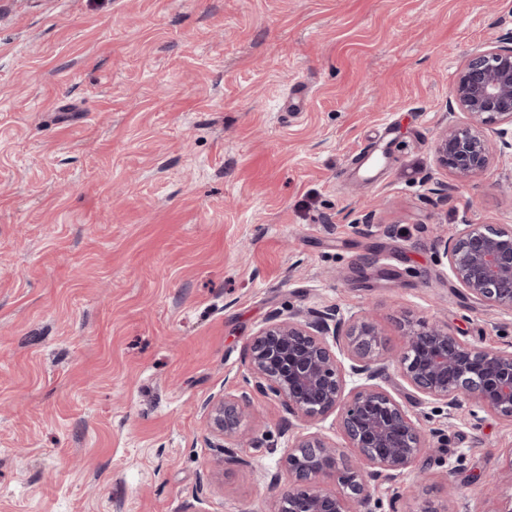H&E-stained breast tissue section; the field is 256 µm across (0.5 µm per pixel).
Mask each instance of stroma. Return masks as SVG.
Segmentation results:
<instances>
[{
	"mask_svg": "<svg viewBox=\"0 0 512 512\" xmlns=\"http://www.w3.org/2000/svg\"><path fill=\"white\" fill-rule=\"evenodd\" d=\"M511 41L512 0H0V512H275L277 402L212 492L202 410L274 314L512 340L435 249L512 225V167L435 156L462 64ZM418 411L444 433L376 512H501L512 423Z\"/></svg>",
	"mask_w": 512,
	"mask_h": 512,
	"instance_id": "35a3bbf8",
	"label": "stroma"
}]
</instances>
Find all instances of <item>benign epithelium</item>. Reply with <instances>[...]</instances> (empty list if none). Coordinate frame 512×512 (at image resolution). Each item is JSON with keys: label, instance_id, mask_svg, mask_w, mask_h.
Returning <instances> with one entry per match:
<instances>
[{"label": "benign epithelium", "instance_id": "obj_1", "mask_svg": "<svg viewBox=\"0 0 512 512\" xmlns=\"http://www.w3.org/2000/svg\"><path fill=\"white\" fill-rule=\"evenodd\" d=\"M451 95L467 116L437 137L438 163L465 181L499 156L512 161V46H492L467 58ZM435 248L468 300L512 314V225L463 224ZM401 351L379 352L381 333L363 313L336 307L304 315L275 314L252 336L242 380L278 401L287 429L308 427L283 449L288 489L275 512H374L380 482H395L422 455L427 437L418 418L377 383L393 367L419 400L455 416L467 411L512 422V343L474 345L437 321H407ZM250 395L224 394L203 407L215 472L251 466L238 449L255 442L244 426ZM337 415L343 443L309 427Z\"/></svg>", "mask_w": 512, "mask_h": 512}]
</instances>
